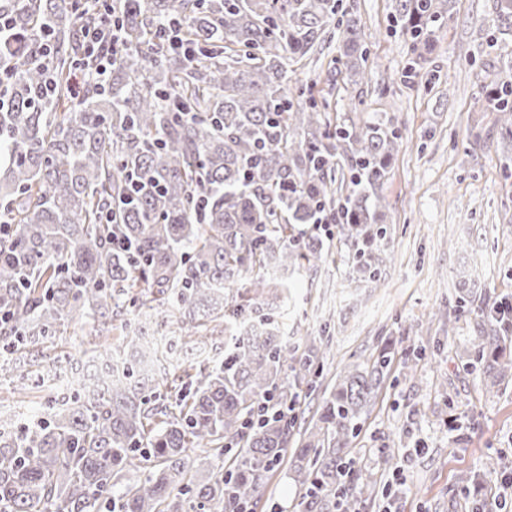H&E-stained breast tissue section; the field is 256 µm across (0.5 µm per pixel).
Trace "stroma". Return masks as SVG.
Listing matches in <instances>:
<instances>
[{"instance_id":"stroma-1","label":"stroma","mask_w":512,"mask_h":512,"mask_svg":"<svg viewBox=\"0 0 512 512\" xmlns=\"http://www.w3.org/2000/svg\"><path fill=\"white\" fill-rule=\"evenodd\" d=\"M364 24L370 51L366 81L353 84L335 66L342 44L332 38L290 66L289 88L313 85L333 124L393 119L402 139L383 194L386 237L378 244L383 280L355 268L353 251L324 235L334 261L301 269L288 297L272 312L303 353L307 337L327 339L322 384H334L352 359L390 342L394 364L352 442L355 482L349 512H472L475 494L494 500L476 477L512 463V377L489 387L470 368L479 334L480 300H512V142L501 139L495 113L483 111L477 74L495 75L512 40L490 46L493 0H453L435 25V49L422 70L404 74L408 38L391 21L393 0H344ZM475 301L459 306L460 293ZM120 321L111 332L94 324L62 327L41 355L19 366L0 354V415L10 426L45 403L72 394L55 375L79 366L100 373L104 350L123 345ZM392 460H384V451ZM304 491L289 462L265 477L254 512H305Z\"/></svg>"}]
</instances>
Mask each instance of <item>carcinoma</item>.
Listing matches in <instances>:
<instances>
[{
	"instance_id": "carcinoma-1",
	"label": "carcinoma",
	"mask_w": 512,
	"mask_h": 512,
	"mask_svg": "<svg viewBox=\"0 0 512 512\" xmlns=\"http://www.w3.org/2000/svg\"><path fill=\"white\" fill-rule=\"evenodd\" d=\"M449 0H394L410 34L413 71L434 50L433 23ZM497 31L512 33V0H495ZM0 341L33 347L78 318L131 314L129 290L161 296L171 316L224 311V357L199 374L178 414L157 387L133 382L140 361L108 356L105 374L51 418L0 430V512H234L261 496L297 424L288 392V342L263 305L228 307L248 277L255 292L277 267L321 260L298 231L321 220L355 248L357 270L381 281L372 246L384 238L382 188L401 139L391 120L332 127L288 67L332 29L345 71L363 80L364 24L342 0H0ZM121 24L116 61L102 76L76 68L83 28ZM193 53L172 51V25ZM53 51L45 55V46ZM483 89L512 141V60ZM53 90L45 91L46 74ZM350 192L336 204L335 166ZM483 302L475 361L491 380L512 373L500 356L506 323ZM325 358L306 341L293 381L316 390ZM394 360L383 346L349 364L323 393L318 422L300 433L291 467L309 509L343 506L351 439ZM225 440L229 469L188 450ZM147 472L128 477L134 461ZM205 470L194 483L190 471Z\"/></svg>"
}]
</instances>
